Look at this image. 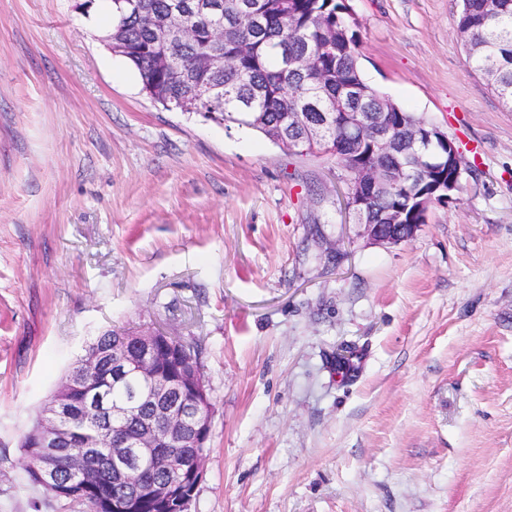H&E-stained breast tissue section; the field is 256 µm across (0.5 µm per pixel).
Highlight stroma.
<instances>
[{
    "label": "stroma",
    "mask_w": 512,
    "mask_h": 512,
    "mask_svg": "<svg viewBox=\"0 0 512 512\" xmlns=\"http://www.w3.org/2000/svg\"><path fill=\"white\" fill-rule=\"evenodd\" d=\"M364 79L460 145L407 241L347 174L168 110L77 0H0V512H77L22 442L87 338L197 346L213 403L190 512H512V109L461 0H348Z\"/></svg>",
    "instance_id": "1"
}]
</instances>
